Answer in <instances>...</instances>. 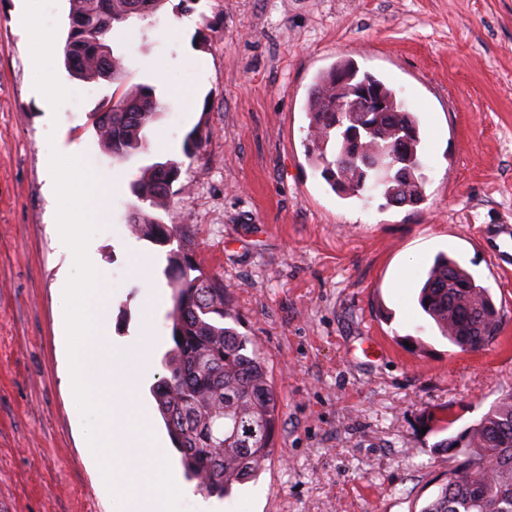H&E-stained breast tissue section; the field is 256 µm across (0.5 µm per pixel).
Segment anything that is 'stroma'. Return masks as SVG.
<instances>
[{"label":"stroma","mask_w":512,"mask_h":512,"mask_svg":"<svg viewBox=\"0 0 512 512\" xmlns=\"http://www.w3.org/2000/svg\"><path fill=\"white\" fill-rule=\"evenodd\" d=\"M18 0H0V512H109V491L65 380L64 275L51 236L50 145L83 146L104 305L119 367L179 480V512H421L456 459L442 441L512 393V267L490 272L487 224H512V0H169L150 28L115 30L128 78L152 84L154 159L180 160L172 197L194 258L233 292L277 397L272 455L223 499L184 481L150 389L173 342L166 247L133 235L129 184L143 154L113 159L89 117L111 94L84 84L48 122L33 93ZM383 77L417 112L427 200L379 209L338 197L305 156L309 90L339 58ZM209 135L193 157L184 139ZM468 268L500 310L480 352L448 345L417 288L435 256ZM153 272L148 303L136 275ZM153 334L150 370L131 354Z\"/></svg>","instance_id":"obj_1"}]
</instances>
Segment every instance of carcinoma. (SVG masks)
<instances>
[{
  "label": "carcinoma",
  "mask_w": 512,
  "mask_h": 512,
  "mask_svg": "<svg viewBox=\"0 0 512 512\" xmlns=\"http://www.w3.org/2000/svg\"><path fill=\"white\" fill-rule=\"evenodd\" d=\"M170 0H70L69 30L64 61L80 81L114 86L91 114L101 145L115 159L132 150L149 152L144 130L159 116L154 89L131 83L123 56L109 43L117 26L135 27L153 22ZM350 77V85L375 86L389 101L391 111L373 112L366 123L364 150L383 156L399 152L401 136L408 138L407 161L413 174L404 181L391 171L374 182L353 181L336 167L345 151L346 129L359 115L323 112L336 103V72ZM305 152L321 178L344 198L369 200L378 193L383 207L391 200H409L417 207L426 200L422 174V137L419 118L397 98L385 81L360 71L342 58L313 83L307 109ZM195 127L185 138L183 153L190 156L207 137ZM181 162L156 161L139 169L130 191L136 198L128 223L137 237L165 246L179 245L166 254L163 274L171 289L170 321L173 348L168 352L169 375L152 388L170 439L181 454L186 479L206 496L222 498L235 484H244L265 465L273 448L276 395L264 361L250 337L225 320L229 290L221 278L200 271L193 259L191 240L173 222L171 197ZM418 303L448 343L480 351L496 339L500 319L490 290L456 259L439 255L419 287ZM182 338H177V335ZM458 467L442 484L437 496L421 512H512V393L501 396L474 428L445 442Z\"/></svg>",
  "instance_id": "cac0c4a2"
}]
</instances>
